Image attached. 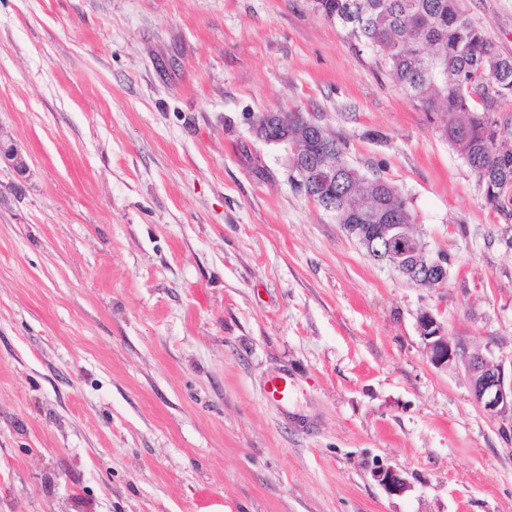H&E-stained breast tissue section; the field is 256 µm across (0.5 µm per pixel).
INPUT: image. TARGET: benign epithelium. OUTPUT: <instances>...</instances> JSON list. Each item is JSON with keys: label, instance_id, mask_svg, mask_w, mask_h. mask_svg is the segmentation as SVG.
<instances>
[{"label": "benign epithelium", "instance_id": "1", "mask_svg": "<svg viewBox=\"0 0 512 512\" xmlns=\"http://www.w3.org/2000/svg\"><path fill=\"white\" fill-rule=\"evenodd\" d=\"M8 162L18 173L26 170L14 140L0 131V161ZM362 216L375 222L383 240V260L400 274L413 266L422 267L432 286L441 288L446 282L445 265L448 256L431 255L420 239L409 231L405 224H387V217L378 211H367ZM418 328L424 344V354L436 368L446 369L452 364L462 363L474 399L493 416L512 418V378H507L504 366L488 360L482 353H468L461 343L448 334L440 319V313L426 310L418 318ZM373 477L391 495L405 493L407 479L392 467L376 466Z\"/></svg>", "mask_w": 512, "mask_h": 512}]
</instances>
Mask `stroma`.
<instances>
[{"label": "stroma", "instance_id": "stroma-1", "mask_svg": "<svg viewBox=\"0 0 512 512\" xmlns=\"http://www.w3.org/2000/svg\"><path fill=\"white\" fill-rule=\"evenodd\" d=\"M465 7L512 55V0ZM271 111L407 198L445 287L294 189ZM437 125L312 0H0V512H512V423L418 331L512 367V243ZM2 160L8 162L20 174L26 170V163L14 140L0 131V163ZM373 477L391 495H401L409 488L407 479L392 467L376 466Z\"/></svg>", "mask_w": 512, "mask_h": 512}]
</instances>
